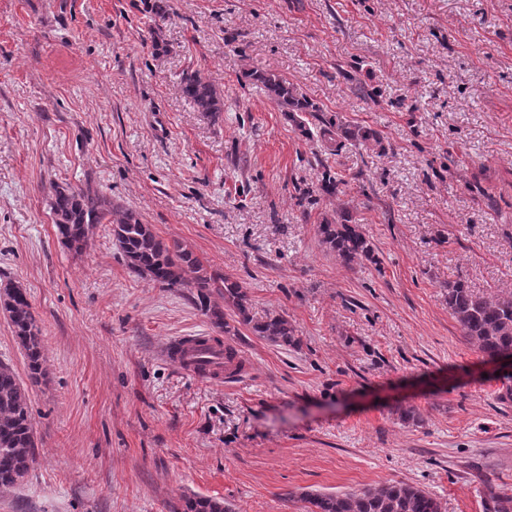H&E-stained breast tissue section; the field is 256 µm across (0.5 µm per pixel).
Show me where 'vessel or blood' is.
Masks as SVG:
<instances>
[{
  "label": "vessel or blood",
  "mask_w": 512,
  "mask_h": 512,
  "mask_svg": "<svg viewBox=\"0 0 512 512\" xmlns=\"http://www.w3.org/2000/svg\"><path fill=\"white\" fill-rule=\"evenodd\" d=\"M163 353L195 377L211 382L224 379V347L212 337L201 334L180 336L170 340Z\"/></svg>",
  "instance_id": "b4317fda"
}]
</instances>
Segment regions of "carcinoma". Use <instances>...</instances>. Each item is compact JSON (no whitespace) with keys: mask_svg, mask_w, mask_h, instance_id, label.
<instances>
[{"mask_svg":"<svg viewBox=\"0 0 512 512\" xmlns=\"http://www.w3.org/2000/svg\"><path fill=\"white\" fill-rule=\"evenodd\" d=\"M245 78L263 89L303 135L313 136L303 115L314 116L319 107L299 94L287 79L259 68L248 71ZM180 90L200 112L224 111V102L213 85L197 72L183 75ZM322 125L321 146L330 156L339 155L348 144L384 148L383 138L370 129L338 125L330 118L323 120ZM321 168L317 193L337 195L344 180L336 176L330 165L323 163ZM50 210L62 244L76 254L83 251L95 225H112V237L131 270L162 288L188 289L194 305L217 331L226 335L235 331L225 317L228 310L233 321L251 326L255 335L273 345L297 342L295 328L287 316L272 312L254 320L246 289L223 274L208 270L180 241L156 235L149 225L142 223L136 211L119 210L99 192L68 184L53 188ZM317 231L322 244L336 253L345 266L376 262L369 235L349 212L341 210L324 218ZM445 299L465 340L487 361L512 366V297L490 299L459 280L445 288ZM0 308L8 313L28 362L29 378L36 383L43 375L42 330L27 292L17 285L5 289L0 295ZM34 448L28 388L10 365L0 362L1 493L23 483L34 462ZM488 497L491 512H512L511 495L491 487ZM302 499L309 504L308 512H442L441 502L425 490L394 481L347 492L307 493ZM184 512L231 510L220 499L196 497L186 500Z\"/></svg>","mask_w":512,"mask_h":512,"instance_id":"cac0c4a2","label":"carcinoma"}]
</instances>
